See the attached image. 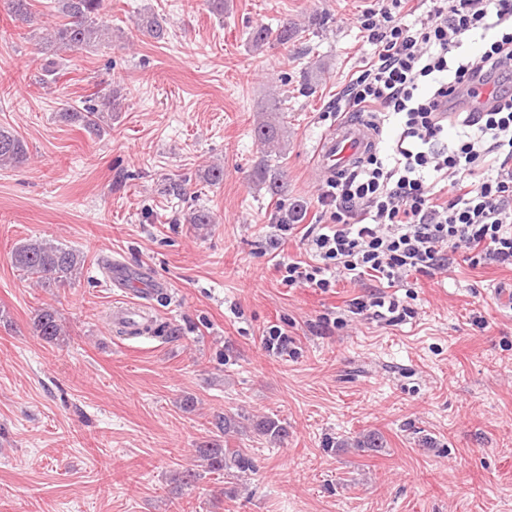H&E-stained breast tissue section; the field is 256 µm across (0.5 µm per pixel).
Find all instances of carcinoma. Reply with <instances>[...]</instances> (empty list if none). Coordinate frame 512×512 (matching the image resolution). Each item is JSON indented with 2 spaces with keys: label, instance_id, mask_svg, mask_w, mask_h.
Returning <instances> with one entry per match:
<instances>
[{
  "label": "carcinoma",
  "instance_id": "1",
  "mask_svg": "<svg viewBox=\"0 0 512 512\" xmlns=\"http://www.w3.org/2000/svg\"><path fill=\"white\" fill-rule=\"evenodd\" d=\"M8 13L26 24L41 22L42 14L35 9V0H4ZM54 9L63 21L52 27L43 38L40 69L45 75H57L66 70L68 59L63 51L100 42L107 35L108 25L99 21L102 0H54ZM281 100L270 97L261 112L268 116L258 122L255 133L260 143L267 147L266 155H281L286 150L280 137L279 115ZM66 120L83 128L98 126L100 115L94 107L82 110L69 109L63 113ZM29 159L28 147L23 138L7 128H0V166L17 167ZM258 188L270 195H278L284 186L285 172L281 169L258 167L254 171ZM12 265L23 272L30 282L44 289L57 288L82 274L83 256L75 249L54 244L46 239L31 238L17 245L11 253ZM31 330L33 335L47 343H55L64 336L57 313L50 307L36 310ZM215 427L222 433L240 432L241 421L228 415H216ZM257 434L277 440L286 435V428L273 417H263L252 423ZM199 456L206 461V468L213 473L235 470L241 474L253 471L252 458L246 448L227 449L217 442L199 446Z\"/></svg>",
  "mask_w": 512,
  "mask_h": 512
}]
</instances>
